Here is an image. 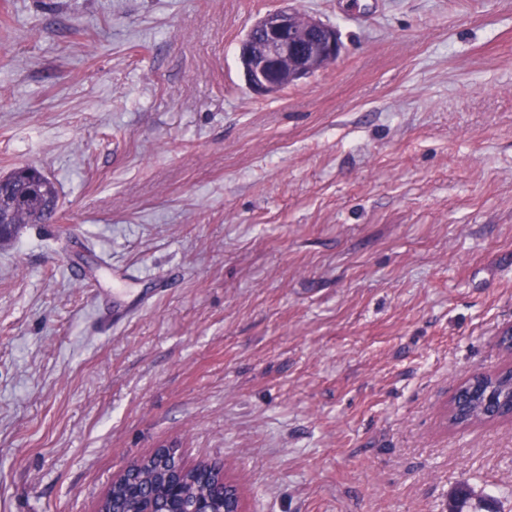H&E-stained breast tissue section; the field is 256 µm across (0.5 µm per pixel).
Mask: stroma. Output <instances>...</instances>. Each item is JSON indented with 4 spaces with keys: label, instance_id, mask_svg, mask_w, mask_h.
<instances>
[{
    "label": "stroma",
    "instance_id": "1",
    "mask_svg": "<svg viewBox=\"0 0 512 512\" xmlns=\"http://www.w3.org/2000/svg\"><path fill=\"white\" fill-rule=\"evenodd\" d=\"M286 4L344 50L259 96ZM21 165L60 200L0 244V512H96L162 446L246 512H512V422L445 420L508 361L512 0H0Z\"/></svg>",
    "mask_w": 512,
    "mask_h": 512
}]
</instances>
